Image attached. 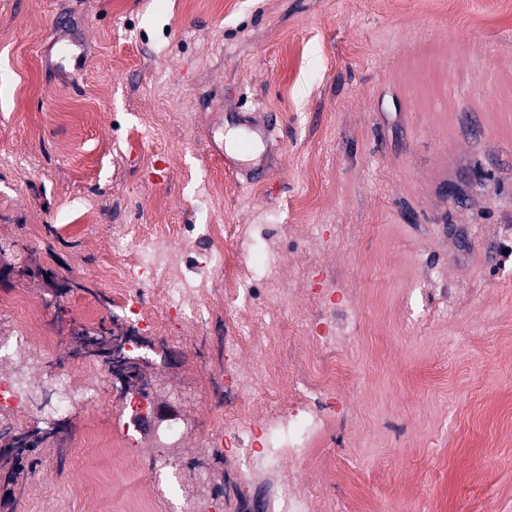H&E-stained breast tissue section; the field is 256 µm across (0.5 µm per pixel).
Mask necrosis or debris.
<instances>
[{
	"instance_id": "obj_1",
	"label": "necrosis or debris",
	"mask_w": 512,
	"mask_h": 512,
	"mask_svg": "<svg viewBox=\"0 0 512 512\" xmlns=\"http://www.w3.org/2000/svg\"><path fill=\"white\" fill-rule=\"evenodd\" d=\"M239 236V231L226 230L220 224H187L176 233L166 224L153 225L147 231L119 224L112 228V259L100 266L99 276L120 300L127 320L160 333L177 324L187 336L209 317L205 302L212 278L223 276L227 284L224 295L236 308V333L228 337L225 352L234 359L250 350L256 352L258 361L250 370L236 368L230 373L225 388L237 404L218 419L212 445L223 447L225 438H232L239 456L237 470L273 475L285 463L306 456L329 427L334 405L328 395L335 390L340 375L338 338L331 331L308 337V344L319 350L320 356L309 365L306 377L284 378L273 373L271 364L280 359L283 350L280 331L261 324L260 319L269 301L285 300L289 294L288 289L268 284L269 269L284 240L277 233H265L259 257H239L231 251ZM151 291L162 297V312L152 311L147 303ZM191 298L199 305L190 310L186 302ZM9 303L21 327L7 345H0V359L17 357L33 344L53 350L57 338L47 328L41 308L21 290L10 296ZM40 383L50 397L40 406L39 415L49 422L60 421L76 404L102 397L100 387L77 382L62 362L44 370ZM257 393L265 395L268 402L260 418L250 409L251 398ZM163 410L152 395L141 390L128 392L121 408L120 434L113 438L93 435L86 445L96 449L107 464L135 460L145 424L156 422ZM271 509L333 512L319 497L299 494L294 485L278 481L272 485Z\"/></svg>"
}]
</instances>
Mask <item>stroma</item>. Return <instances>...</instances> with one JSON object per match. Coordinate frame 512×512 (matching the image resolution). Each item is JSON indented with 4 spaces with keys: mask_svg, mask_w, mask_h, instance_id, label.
<instances>
[{
    "mask_svg": "<svg viewBox=\"0 0 512 512\" xmlns=\"http://www.w3.org/2000/svg\"><path fill=\"white\" fill-rule=\"evenodd\" d=\"M87 42L58 82L49 48L65 23ZM0 331L16 290L41 304L78 381L106 389L75 405L58 441L0 454V512H164L154 472L99 468L83 439L118 435L125 386L84 336H135L157 398L195 427L184 460L224 512H269L271 484L210 445L227 402L223 286L194 335L127 322L98 274L117 224H281L293 290L268 319L292 330L295 372L308 323L343 336L346 376L311 461L280 477L336 512H512V10L496 0H0ZM93 122L63 117L92 89ZM158 118L141 124L143 115ZM276 115L259 180L224 167L209 131ZM223 196L208 192L213 178ZM105 201L95 234L65 218ZM321 231V246L311 227ZM94 309L97 321L85 311Z\"/></svg>",
    "mask_w": 512,
    "mask_h": 512,
    "instance_id": "obj_1",
    "label": "stroma"
}]
</instances>
